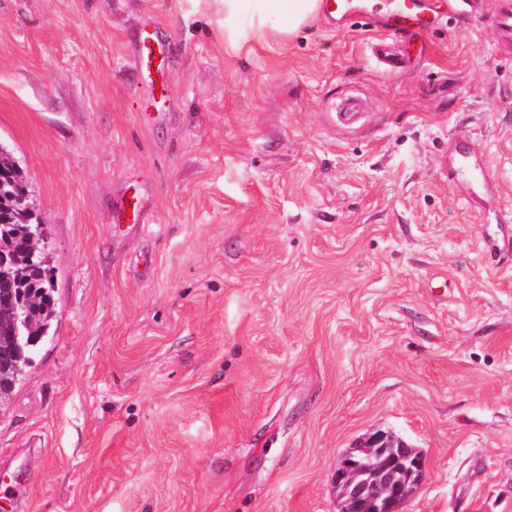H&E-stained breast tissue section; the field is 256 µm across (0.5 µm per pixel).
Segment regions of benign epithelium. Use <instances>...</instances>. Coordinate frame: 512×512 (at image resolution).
<instances>
[{
  "label": "benign epithelium",
  "instance_id": "obj_1",
  "mask_svg": "<svg viewBox=\"0 0 512 512\" xmlns=\"http://www.w3.org/2000/svg\"><path fill=\"white\" fill-rule=\"evenodd\" d=\"M426 472L421 451L377 430L354 446L336 469L340 512H402Z\"/></svg>",
  "mask_w": 512,
  "mask_h": 512
}]
</instances>
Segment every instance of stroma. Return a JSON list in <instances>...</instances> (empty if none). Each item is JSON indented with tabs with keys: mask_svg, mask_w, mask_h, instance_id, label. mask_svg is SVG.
<instances>
[{
	"mask_svg": "<svg viewBox=\"0 0 512 512\" xmlns=\"http://www.w3.org/2000/svg\"><path fill=\"white\" fill-rule=\"evenodd\" d=\"M480 2L426 0L386 73L357 16L237 52L203 0H0L57 309L0 404L25 512H336L375 429L426 457L404 512H512V60Z\"/></svg>",
	"mask_w": 512,
	"mask_h": 512,
	"instance_id": "stroma-1",
	"label": "stroma"
}]
</instances>
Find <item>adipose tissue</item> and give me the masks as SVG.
<instances>
[{
  "instance_id": "adipose-tissue-1",
  "label": "adipose tissue",
  "mask_w": 512,
  "mask_h": 512,
  "mask_svg": "<svg viewBox=\"0 0 512 512\" xmlns=\"http://www.w3.org/2000/svg\"><path fill=\"white\" fill-rule=\"evenodd\" d=\"M224 13V34L235 49L256 37L280 40L296 34L320 13L318 0H215Z\"/></svg>"
}]
</instances>
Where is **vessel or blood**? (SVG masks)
<instances>
[{"instance_id": "b4317fda", "label": "vessel or blood", "mask_w": 512, "mask_h": 512, "mask_svg": "<svg viewBox=\"0 0 512 512\" xmlns=\"http://www.w3.org/2000/svg\"><path fill=\"white\" fill-rule=\"evenodd\" d=\"M433 19L424 0H396L383 19L386 35L370 43L373 58L388 73L404 66L396 46L400 35L428 28ZM489 28L495 46L501 51L512 49V0H496L489 18ZM32 485L28 458L17 454L9 465L0 467V512H19L28 503Z\"/></svg>"}]
</instances>
